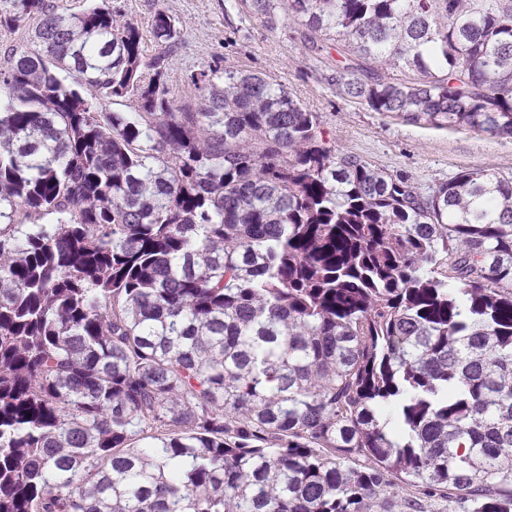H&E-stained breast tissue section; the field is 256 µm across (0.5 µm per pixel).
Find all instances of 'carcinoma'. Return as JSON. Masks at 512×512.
Masks as SVG:
<instances>
[{"label": "carcinoma", "mask_w": 512, "mask_h": 512, "mask_svg": "<svg viewBox=\"0 0 512 512\" xmlns=\"http://www.w3.org/2000/svg\"><path fill=\"white\" fill-rule=\"evenodd\" d=\"M239 2L373 112L512 137V0ZM31 18L0 68V512H512V175L423 194L246 70L179 106L161 9L149 58L110 0H0Z\"/></svg>", "instance_id": "obj_1"}]
</instances>
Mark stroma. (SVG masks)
<instances>
[{
  "label": "stroma",
  "mask_w": 512,
  "mask_h": 512,
  "mask_svg": "<svg viewBox=\"0 0 512 512\" xmlns=\"http://www.w3.org/2000/svg\"><path fill=\"white\" fill-rule=\"evenodd\" d=\"M112 6L139 24L149 55L159 51L150 34L154 13L162 9L178 19L181 43L170 62L169 85L179 105L191 106L198 99L190 73L218 61L227 69L275 78L319 114L329 146L408 176L421 190L463 169L512 174V139L406 123L340 94L330 83L329 64L304 54L299 27L284 17L268 27L238 0H112Z\"/></svg>",
  "instance_id": "stroma-1"
}]
</instances>
